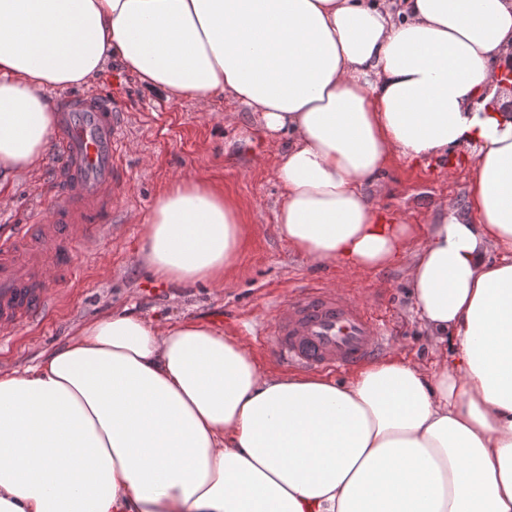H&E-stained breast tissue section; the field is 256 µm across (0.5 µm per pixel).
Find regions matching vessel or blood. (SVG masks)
<instances>
[{"label": "vessel or blood", "instance_id": "obj_1", "mask_svg": "<svg viewBox=\"0 0 512 512\" xmlns=\"http://www.w3.org/2000/svg\"><path fill=\"white\" fill-rule=\"evenodd\" d=\"M52 104L57 182L36 223L0 239L1 335L48 316L59 290L72 282L79 256L100 241L121 189L125 113L100 93H67ZM254 341L298 371L327 374L369 361L390 344L370 307L327 287L292 291Z\"/></svg>", "mask_w": 512, "mask_h": 512}]
</instances>
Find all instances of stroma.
<instances>
[{
	"label": "stroma",
	"instance_id": "1",
	"mask_svg": "<svg viewBox=\"0 0 512 512\" xmlns=\"http://www.w3.org/2000/svg\"><path fill=\"white\" fill-rule=\"evenodd\" d=\"M128 116L127 149L119 167L122 189L105 237L78 261L80 274L63 288L57 304L37 326H24L0 345V369L24 370L66 347L90 320L125 312L165 325L176 320L207 323L248 344L266 375H291L266 349L254 345L256 328L269 320L296 288L335 287L386 314L391 343L420 366L431 365L433 343L414 312L399 262L357 274L321 264L292 251L278 233L276 212L282 187L274 176L288 149L287 136H270L259 113L231 99L170 101L145 88L137 75L110 60L95 83ZM452 175L438 173L433 161H394L381 176L384 191L374 193L377 208L412 224H432L440 203L466 205L475 162L471 148L450 156ZM53 156L37 172L21 176L0 192V237L33 218L53 188ZM190 176L223 191L235 202L245 237L235 268L223 285L157 282L140 252L143 220L157 196L175 180Z\"/></svg>",
	"mask_w": 512,
	"mask_h": 512
}]
</instances>
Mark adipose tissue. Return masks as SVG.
Wrapping results in <instances>:
<instances>
[{
	"label": "adipose tissue",
	"instance_id": "1",
	"mask_svg": "<svg viewBox=\"0 0 512 512\" xmlns=\"http://www.w3.org/2000/svg\"><path fill=\"white\" fill-rule=\"evenodd\" d=\"M114 57L287 135L280 238L355 273L410 258L441 355L337 383L262 374L202 322L92 320L0 371V512H512V0H0V173L44 159L46 90L92 88ZM465 145L472 218L379 216L394 160ZM243 237L223 192L183 179L143 249L160 281L220 284Z\"/></svg>",
	"mask_w": 512,
	"mask_h": 512
}]
</instances>
